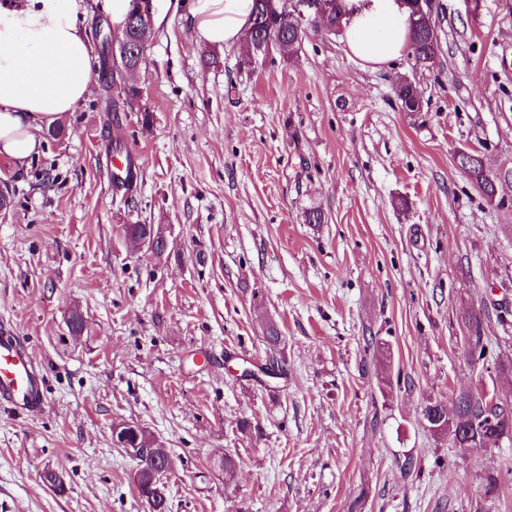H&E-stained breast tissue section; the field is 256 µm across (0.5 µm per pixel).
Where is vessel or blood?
Listing matches in <instances>:
<instances>
[{
  "instance_id": "obj_1",
  "label": "vessel or blood",
  "mask_w": 512,
  "mask_h": 512,
  "mask_svg": "<svg viewBox=\"0 0 512 512\" xmlns=\"http://www.w3.org/2000/svg\"><path fill=\"white\" fill-rule=\"evenodd\" d=\"M44 370L23 337L0 332V407L35 413L45 404Z\"/></svg>"
}]
</instances>
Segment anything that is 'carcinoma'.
<instances>
[{
  "label": "carcinoma",
  "mask_w": 512,
  "mask_h": 512,
  "mask_svg": "<svg viewBox=\"0 0 512 512\" xmlns=\"http://www.w3.org/2000/svg\"><path fill=\"white\" fill-rule=\"evenodd\" d=\"M334 2L333 12L326 18H316L315 25L327 33L336 35L342 31L341 20L345 0ZM436 16L437 11L427 10L420 16L410 17L407 55L415 68L419 66L428 69L435 65L439 49ZM249 22L251 26L245 29V35L251 40L254 54L266 56L274 50H279L294 55L301 49L306 32L301 21L294 15L268 13L262 9V0H253ZM152 35L151 27L124 19L118 56L112 57V67L102 65L103 86L107 92L110 93L117 87L129 98L138 95V90L133 86H117L114 73L120 74L139 62H145ZM396 97L406 111L413 115L421 112L422 94L416 82L410 80L396 88ZM455 162L488 204L505 206L506 200L499 195L498 184L501 179L509 176V172L490 169L485 164L483 156L473 151L457 152ZM123 232L154 237L161 243H166L160 227L156 224H127ZM453 418L468 424L472 435L480 439L498 430L512 432V402L501 398L495 400L491 396L485 398L481 392L461 393L457 395L454 403ZM136 488L147 512H169L150 487L148 472H142Z\"/></svg>",
  "instance_id": "1"
}]
</instances>
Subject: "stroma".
I'll use <instances>...</instances> for the list:
<instances>
[{
    "mask_svg": "<svg viewBox=\"0 0 512 512\" xmlns=\"http://www.w3.org/2000/svg\"><path fill=\"white\" fill-rule=\"evenodd\" d=\"M199 4L152 0L146 61L122 76L138 97L106 107L93 81L63 139L0 158V323L47 402L0 409V512H146L124 423L169 451L170 512H512V438L462 449L422 416L466 390L512 399V178L493 208L454 161L512 168V0H437L427 70L362 68L312 30L247 68L242 42L200 40ZM101 18L120 36L122 14L84 0L95 69ZM404 76L420 117L394 95ZM126 155L136 175L113 186ZM312 206L326 223H304ZM127 224L161 225L165 253Z\"/></svg>",
    "mask_w": 512,
    "mask_h": 512,
    "instance_id": "obj_1",
    "label": "stroma"
}]
</instances>
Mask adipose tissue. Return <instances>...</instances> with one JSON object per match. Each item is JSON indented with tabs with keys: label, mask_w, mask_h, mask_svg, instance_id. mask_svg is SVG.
<instances>
[{
	"label": "adipose tissue",
	"mask_w": 512,
	"mask_h": 512,
	"mask_svg": "<svg viewBox=\"0 0 512 512\" xmlns=\"http://www.w3.org/2000/svg\"><path fill=\"white\" fill-rule=\"evenodd\" d=\"M82 0H0V156L23 164L42 128L89 93L91 47L78 28ZM346 47L378 69L408 47V13L398 0H345ZM252 0H201L197 29L208 43L240 39Z\"/></svg>",
	"instance_id": "obj_1"
}]
</instances>
